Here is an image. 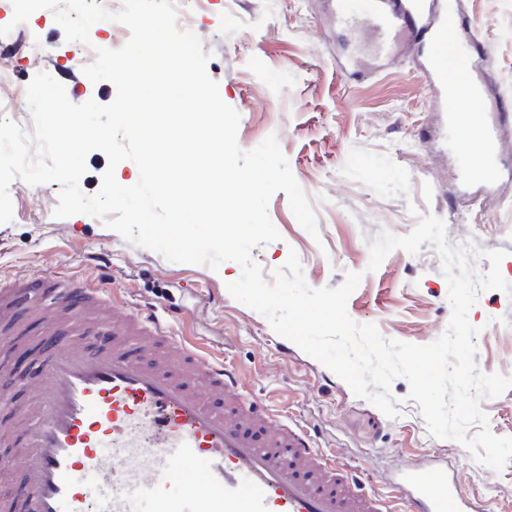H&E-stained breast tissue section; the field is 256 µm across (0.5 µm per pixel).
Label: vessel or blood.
I'll list each match as a JSON object with an SVG mask.
<instances>
[{"mask_svg":"<svg viewBox=\"0 0 512 512\" xmlns=\"http://www.w3.org/2000/svg\"><path fill=\"white\" fill-rule=\"evenodd\" d=\"M367 11L380 45L400 32L418 38L458 138L481 142L464 163L491 183L502 171L493 125L479 120L486 87L453 0L430 13L426 0H334L352 30ZM40 327L31 355L39 371L33 402L0 426V473L22 468L23 484L0 497V512H399L367 490L303 427L285 423L244 393L236 371L202 344L175 336L166 319L117 301L106 278L30 274L0 280V325ZM406 512H473L442 465H415L391 478Z\"/></svg>","mask_w":512,"mask_h":512,"instance_id":"vessel-or-blood-1","label":"vessel or blood"}]
</instances>
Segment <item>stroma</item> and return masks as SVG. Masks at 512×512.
<instances>
[{
	"instance_id": "35a3bbf8",
	"label": "stroma",
	"mask_w": 512,
	"mask_h": 512,
	"mask_svg": "<svg viewBox=\"0 0 512 512\" xmlns=\"http://www.w3.org/2000/svg\"><path fill=\"white\" fill-rule=\"evenodd\" d=\"M459 12L477 50L490 51L493 67L482 77L488 102L512 104V0H459ZM10 0H0V68L9 70L13 94L0 99V116L30 121L26 85L40 71L66 88L70 102L108 104L116 89L90 83L70 71L60 54L64 32L57 22L12 25ZM209 53L207 72L219 95L240 114L237 143L243 150L276 135L290 169L308 196L319 239L294 217L284 192L275 193L268 215L281 238L252 250L264 277L296 252L306 283L341 285L361 273L346 308L359 324L381 335L426 345L447 329L451 315L441 259L430 243L418 254L397 249L368 271V245L382 230L408 234L419 216L441 218L448 244L468 240L502 250L503 277L512 282V119L498 121L499 180L485 185L464 179L466 153L435 111L437 88L421 67L418 42L403 40L391 57L377 59L360 22L357 35L336 28L330 0H200L191 18ZM46 47L30 62L26 47ZM59 183L13 180L14 218L0 223V279L19 274L72 273L93 280L111 276L116 297L156 309L176 335L206 339L223 352L245 391L282 420L306 427L319 447L350 459L367 486L390 495L383 472L437 459L447 463L479 512H512V461L494 470L458 442L432 436L419 406L407 398L405 379L391 393L400 401L390 418L296 343L274 332L261 314L235 300L226 285L240 266L171 262L132 245L100 220L77 214L58 218ZM512 320V297L481 294L468 313L479 330L474 360L479 370L512 379V335L499 322Z\"/></svg>"
}]
</instances>
